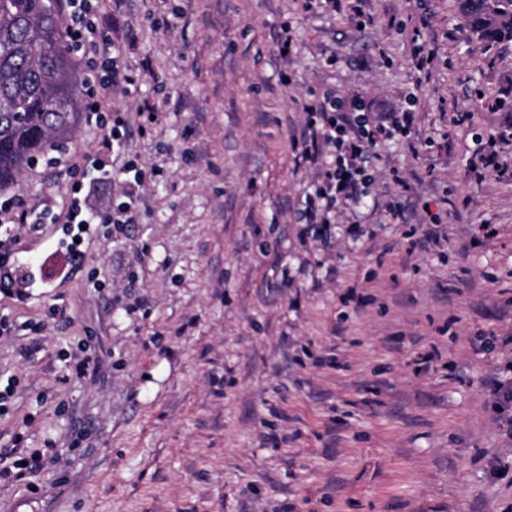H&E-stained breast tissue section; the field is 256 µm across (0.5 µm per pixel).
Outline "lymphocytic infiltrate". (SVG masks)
Segmentation results:
<instances>
[{"label": "lymphocytic infiltrate", "instance_id": "f902f5d3", "mask_svg": "<svg viewBox=\"0 0 512 512\" xmlns=\"http://www.w3.org/2000/svg\"><path fill=\"white\" fill-rule=\"evenodd\" d=\"M68 15L65 34L73 53L87 61L105 60L110 75L105 79L86 78L81 84L82 110L87 125L100 129L99 148L120 157L119 167L106 165L97 151L85 152L81 164H69L64 148H57L50 162L74 176V194L57 215L60 224L73 225L83 233L86 225L108 224L116 233H123L134 223L144 205L147 172L130 157L126 125L120 113L106 115V104L115 86L130 88L135 83L122 64L124 46L98 35L99 27H111V17H97L89 0H62ZM306 114L300 135L291 144L300 166L313 172L300 201L299 221L305 233L330 241L331 226L341 207L371 196L373 172L379 155V139L410 136L413 115L402 111L392 113L388 124H380L365 112L359 99L344 100L326 92L304 104ZM116 183L120 188L118 203L99 206L95 199L102 185ZM46 468L38 455H24L18 450L0 453V481L4 480L34 490L33 479Z\"/></svg>", "mask_w": 512, "mask_h": 512}]
</instances>
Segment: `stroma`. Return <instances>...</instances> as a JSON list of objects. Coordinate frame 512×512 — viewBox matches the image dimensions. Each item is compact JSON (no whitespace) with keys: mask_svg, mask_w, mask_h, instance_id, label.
Segmentation results:
<instances>
[{"mask_svg":"<svg viewBox=\"0 0 512 512\" xmlns=\"http://www.w3.org/2000/svg\"><path fill=\"white\" fill-rule=\"evenodd\" d=\"M302 5L100 0L137 79L111 107L155 173L135 224L100 225L63 287L24 302L0 289L15 326L0 389L16 384L0 445L28 417L21 448L71 453L40 494L0 486V512H512V473L494 472L512 439L491 403L512 365V181L468 171L479 140L512 125V48L470 38L456 0H365L363 30ZM423 12L437 62L421 77ZM328 90L376 118L414 112L411 137L378 145L377 177L441 213L446 242L413 249L421 215L389 223L371 197L337 214L331 249L302 237L311 174L289 139ZM147 104L161 123L144 132ZM70 192L42 161L0 188L45 212L13 251L56 233ZM81 346L102 370L67 379Z\"/></svg>","mask_w":512,"mask_h":512,"instance_id":"1","label":"stroma"}]
</instances>
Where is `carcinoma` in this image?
<instances>
[{
    "mask_svg": "<svg viewBox=\"0 0 512 512\" xmlns=\"http://www.w3.org/2000/svg\"><path fill=\"white\" fill-rule=\"evenodd\" d=\"M56 0H0V188L68 136L79 85ZM470 35L512 43V0H457Z\"/></svg>",
    "mask_w": 512,
    "mask_h": 512,
    "instance_id": "obj_1",
    "label": "carcinoma"
}]
</instances>
